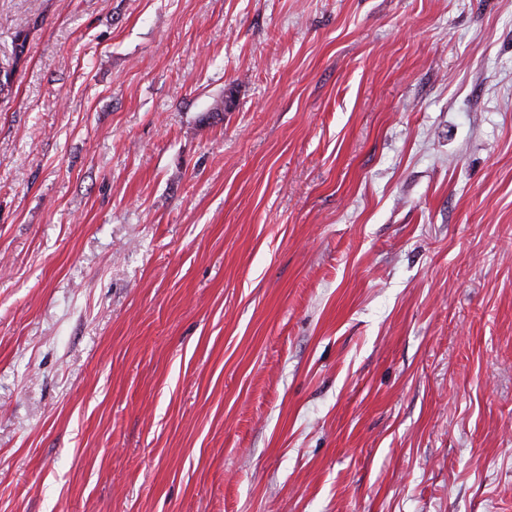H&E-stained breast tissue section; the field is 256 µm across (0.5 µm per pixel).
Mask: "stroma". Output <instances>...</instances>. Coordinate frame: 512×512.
<instances>
[{"instance_id":"1","label":"stroma","mask_w":512,"mask_h":512,"mask_svg":"<svg viewBox=\"0 0 512 512\" xmlns=\"http://www.w3.org/2000/svg\"><path fill=\"white\" fill-rule=\"evenodd\" d=\"M0 512H512V0H0Z\"/></svg>"}]
</instances>
